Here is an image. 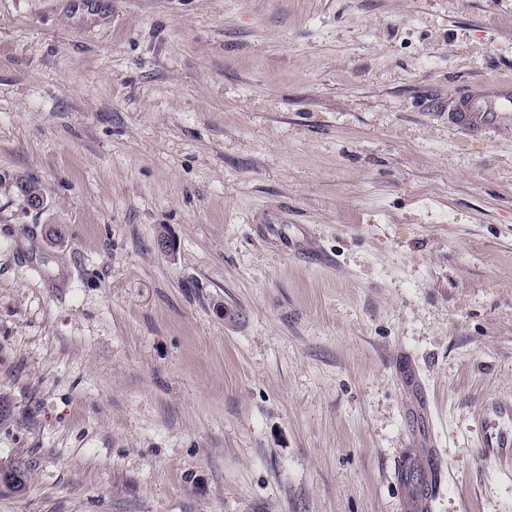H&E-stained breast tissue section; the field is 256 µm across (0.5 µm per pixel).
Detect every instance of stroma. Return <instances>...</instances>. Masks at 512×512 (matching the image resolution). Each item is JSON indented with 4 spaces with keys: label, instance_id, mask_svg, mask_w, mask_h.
<instances>
[{
    "label": "stroma",
    "instance_id": "obj_1",
    "mask_svg": "<svg viewBox=\"0 0 512 512\" xmlns=\"http://www.w3.org/2000/svg\"><path fill=\"white\" fill-rule=\"evenodd\" d=\"M503 78L512 0H0V512H402L430 436L512 512ZM448 112L465 129L489 128L512 121V80L475 84Z\"/></svg>",
    "mask_w": 512,
    "mask_h": 512
}]
</instances>
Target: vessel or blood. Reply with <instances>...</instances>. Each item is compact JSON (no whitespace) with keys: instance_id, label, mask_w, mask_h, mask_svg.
I'll list each match as a JSON object with an SVG mask.
<instances>
[{"instance_id":"1","label":"vessel or blood","mask_w":512,"mask_h":512,"mask_svg":"<svg viewBox=\"0 0 512 512\" xmlns=\"http://www.w3.org/2000/svg\"><path fill=\"white\" fill-rule=\"evenodd\" d=\"M452 112L456 124L465 129L489 128L512 122V80L473 85L453 105ZM429 471L426 484L415 489L412 497L405 500V512H431L442 479L437 454L429 456Z\"/></svg>"}]
</instances>
